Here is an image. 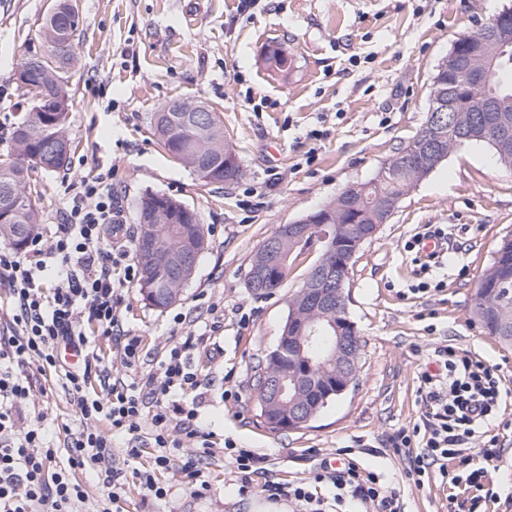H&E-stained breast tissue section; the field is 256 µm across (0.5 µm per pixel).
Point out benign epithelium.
I'll return each instance as SVG.
<instances>
[{
	"label": "benign epithelium",
	"instance_id": "benign-epithelium-1",
	"mask_svg": "<svg viewBox=\"0 0 512 512\" xmlns=\"http://www.w3.org/2000/svg\"><path fill=\"white\" fill-rule=\"evenodd\" d=\"M512 63V6H505L482 26L473 39H456L441 62L448 81L434 85L431 107L424 124V151L410 158L419 178L427 176L448 156L445 138L472 139L492 137L502 156L512 154V127L491 128L483 112H505L507 108L487 92L494 77ZM470 112V124H460L458 113ZM448 116V135L442 134L441 119ZM379 225L358 233L357 225L347 230L332 225L328 208L312 211L279 229L283 239L294 242L307 236L325 243V258L314 288L302 291L309 312L292 307L278 346L268 357V368L256 394L265 424L276 430L298 429L309 425L319 415L320 393L343 395L356 381L362 342L356 325L347 317L348 295L345 291L349 265L360 245L374 235ZM288 256L271 239L258 250L247 288L265 286L272 267L283 268ZM328 331L336 337L331 350L320 360L314 359L318 335Z\"/></svg>",
	"mask_w": 512,
	"mask_h": 512
}]
</instances>
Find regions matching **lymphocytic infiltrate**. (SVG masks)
<instances>
[{"label": "lymphocytic infiltrate", "mask_w": 512, "mask_h": 512, "mask_svg": "<svg viewBox=\"0 0 512 512\" xmlns=\"http://www.w3.org/2000/svg\"><path fill=\"white\" fill-rule=\"evenodd\" d=\"M111 173L84 180L71 202L66 222L49 239L35 238L25 255L0 254V281L7 283L17 306L11 335L0 336V512H81L86 500L77 471H95L108 490V506L121 497L125 471L115 462L112 438L138 432L149 421L153 466L136 471L146 496L163 497L157 472L177 468L196 493L208 490L199 466L211 455L210 434L198 423L196 408L181 396L201 387L188 357L198 344L195 334L168 346L155 372L127 382L113 378L95 351L90 331L111 336L119 325V292L134 282L137 269L126 265L125 253L113 252L103 229L115 224ZM51 276L57 286L43 294L37 283ZM68 345L83 354L84 366L63 370V388L77 396L83 420L107 421L109 432L84 429L74 438L66 463L46 442L40 424L22 427L18 408L34 397L28 367L55 366L54 353ZM438 372L421 374L425 403L421 426L400 430L391 440L395 450L414 449L408 475L416 485L440 479L463 489L459 512H480L493 497L491 469L503 450L482 430L507 395L499 374L468 352L451 346L438 352ZM195 440L199 455L175 459L181 439ZM330 483L332 501L316 487ZM270 498H287L300 512H338L354 501L367 512H402L397 493L353 455L340 458L337 468H320L312 480L282 485L263 484Z\"/></svg>", "instance_id": "obj_1"}]
</instances>
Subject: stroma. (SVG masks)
Returning a JSON list of instances; mask_svg holds the SVG:
<instances>
[{
	"mask_svg": "<svg viewBox=\"0 0 512 512\" xmlns=\"http://www.w3.org/2000/svg\"><path fill=\"white\" fill-rule=\"evenodd\" d=\"M507 2L257 0L243 12L240 0H76L82 23L68 73L73 150L64 170L32 175L38 233L54 234L82 180L111 172L125 226L112 245L132 265L141 196L176 198L200 213L210 247L168 308L151 306L137 286L123 289L121 336L139 338V370L146 373L164 346L187 332L203 333L211 308L223 315L220 329L190 359L192 370L209 380L198 404L215 448L201 464L209 491L194 495L172 469L160 475L166 496L144 498L131 473L152 461L145 426L137 458L126 456L128 436L114 438L116 458L129 473L118 512H289L286 499L258 489L239 496L232 460L222 452L228 438L266 456L271 479L282 483L311 478L323 458L352 449L399 493L404 512H449L448 486L438 480L416 486L407 476L408 454L394 453L388 440L420 422L421 374L437 371L441 348L498 367L512 389V347L486 334L471 314L479 280L500 239L512 233V171L494 150L482 142L452 149L360 247L346 282L349 317L363 345L358 379L307 427L270 430L252 384L319 252L299 256L271 297L254 296L245 282L253 255L279 226L327 205L347 185L369 181L419 133L432 78L455 38ZM55 5L0 0L2 156L10 154L11 128L27 108L17 70L43 54L44 24ZM273 42L287 49L288 72L267 63L264 51ZM200 100L220 113L239 157L241 174L232 184L202 185L150 128L165 104ZM428 228L443 231L452 245L437 263H423L408 247ZM32 380L47 393L21 406V419H42L59 459H66L80 419L77 399L54 373ZM486 431L503 449L490 475L500 498L486 510L512 512V396Z\"/></svg>",
	"mask_w": 512,
	"mask_h": 512,
	"instance_id": "35a3bbf8",
	"label": "stroma"
}]
</instances>
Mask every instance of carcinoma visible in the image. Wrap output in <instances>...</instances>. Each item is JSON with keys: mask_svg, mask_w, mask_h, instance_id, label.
Listing matches in <instances>:
<instances>
[{"mask_svg": "<svg viewBox=\"0 0 512 512\" xmlns=\"http://www.w3.org/2000/svg\"><path fill=\"white\" fill-rule=\"evenodd\" d=\"M81 25L76 11L52 14L46 23V48L54 52L49 62L37 65L27 83L23 84L25 95L31 101L29 110L18 119L12 132L15 150L24 159L0 158V203L7 202L15 215L8 224L0 223V239L14 250L26 248L37 234V211L32 200L30 173L42 169L57 171L67 164L70 140L67 135L69 93L67 87L68 67L73 50L57 47L60 31L66 30L68 39L74 40ZM496 94L503 105L512 108V65L505 80L495 86ZM153 129L174 158L188 166L205 185L224 183L237 179L238 166L222 170L210 168L207 163L224 161V154L233 152L224 138L221 116L214 112H157L153 117ZM415 174L406 169L397 178L389 181L371 179L347 187L339 208L333 209L337 224H358L366 232L379 220L377 204L381 200L404 197L414 186ZM143 210L139 218L155 225L151 236L160 256L173 251L189 249L199 257L208 248L207 230L198 214L190 215L183 203L159 192H147L139 200ZM498 250L504 252L505 260L498 268H490L487 275L512 281V239L500 240ZM193 271L188 269L184 277H174L159 265L141 268L137 284L138 292L150 305L167 308L179 300L181 292L191 279ZM482 286L476 293L493 295L500 299V308L494 313L472 310L473 317L488 335L505 346L512 345V333L505 335L500 325L512 324V299L504 292Z\"/></svg>", "mask_w": 512, "mask_h": 512, "instance_id": "cac0c4a2", "label": "carcinoma"}]
</instances>
